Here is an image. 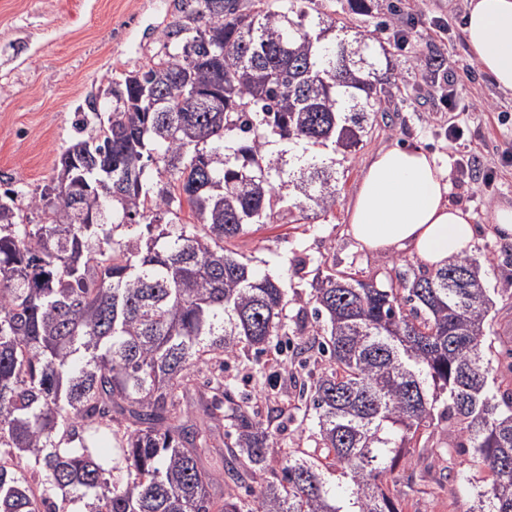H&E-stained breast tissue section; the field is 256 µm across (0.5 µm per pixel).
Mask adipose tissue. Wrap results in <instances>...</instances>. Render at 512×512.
I'll use <instances>...</instances> for the list:
<instances>
[{
	"instance_id": "obj_1",
	"label": "adipose tissue",
	"mask_w": 512,
	"mask_h": 512,
	"mask_svg": "<svg viewBox=\"0 0 512 512\" xmlns=\"http://www.w3.org/2000/svg\"><path fill=\"white\" fill-rule=\"evenodd\" d=\"M464 33L477 63L512 92V0H469ZM449 169L420 146L395 144L367 164L348 208L349 232L374 253L407 250L430 269L471 254L470 213L448 201Z\"/></svg>"
}]
</instances>
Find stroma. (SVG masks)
<instances>
[{
  "instance_id": "obj_1",
  "label": "stroma",
  "mask_w": 512,
  "mask_h": 512,
  "mask_svg": "<svg viewBox=\"0 0 512 512\" xmlns=\"http://www.w3.org/2000/svg\"><path fill=\"white\" fill-rule=\"evenodd\" d=\"M325 10L370 37L374 50H387L400 86L371 113L372 134L340 164L338 201L328 213L295 224L252 226L231 244L260 274L281 280L289 295L308 296L320 270L357 272L387 284L395 269L424 270L402 251L371 254L347 233V210L363 170L381 147L420 145L447 158L452 205L469 212L481 231L472 253L480 261L495 307L490 355L500 362L512 348V242L503 241L491 212L512 205V93L500 91L472 57L464 37L466 0H367L356 12L350 0H320ZM178 8L177 0H0V176L11 177L25 195L40 191L55 175L54 161L79 137L75 125L88 93L145 65L162 45L157 35ZM442 18L447 33L432 31ZM453 74V113L442 112L433 81ZM110 106L99 100L100 110ZM464 129L449 142V122ZM278 356L238 351L225 363L228 399L255 406L282 448L313 452L318 427L292 383L281 382L268 397L267 376ZM434 454L401 455L389 490L403 512H469L472 488L488 478L484 464L449 447L446 428L431 432Z\"/></svg>"
}]
</instances>
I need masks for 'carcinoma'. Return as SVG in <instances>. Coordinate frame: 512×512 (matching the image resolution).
I'll list each match as a JSON object with an SVG mask.
<instances>
[{
	"instance_id": "obj_1",
	"label": "carcinoma",
	"mask_w": 512,
	"mask_h": 512,
	"mask_svg": "<svg viewBox=\"0 0 512 512\" xmlns=\"http://www.w3.org/2000/svg\"><path fill=\"white\" fill-rule=\"evenodd\" d=\"M344 31L317 0H180L164 52L112 81L96 126L75 120L87 136L28 203L45 222L24 223L20 192L3 191L0 512H57L51 489L84 512H402L392 469L443 423L490 471L470 512H512V387L486 359L494 302L467 256L398 269L382 288L336 269L312 280L313 339L296 354L328 356L302 391L313 460L196 386L204 365L224 393L225 360L242 344L266 352L284 328L280 281L227 244L253 224L332 210L336 155L363 145L398 88ZM459 271L462 287H448ZM103 428L119 441L112 466L84 437ZM204 459L245 487L281 469L247 499L214 492ZM23 460L39 480L16 474ZM335 473L343 498L327 486Z\"/></svg>"
}]
</instances>
